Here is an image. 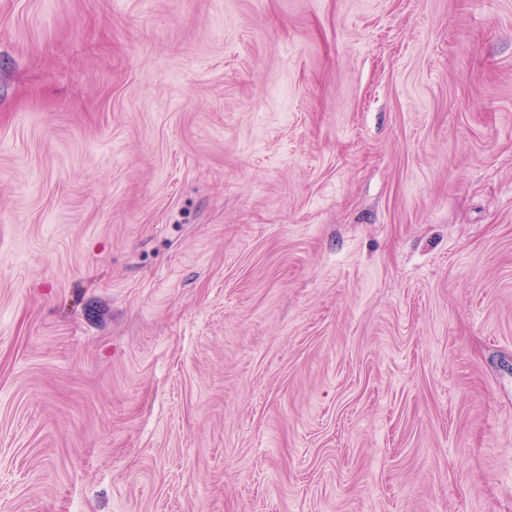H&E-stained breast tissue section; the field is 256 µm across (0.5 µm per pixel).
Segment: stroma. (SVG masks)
<instances>
[{"label": "stroma", "mask_w": 512, "mask_h": 512, "mask_svg": "<svg viewBox=\"0 0 512 512\" xmlns=\"http://www.w3.org/2000/svg\"><path fill=\"white\" fill-rule=\"evenodd\" d=\"M0 512H512V0H0Z\"/></svg>", "instance_id": "obj_1"}]
</instances>
